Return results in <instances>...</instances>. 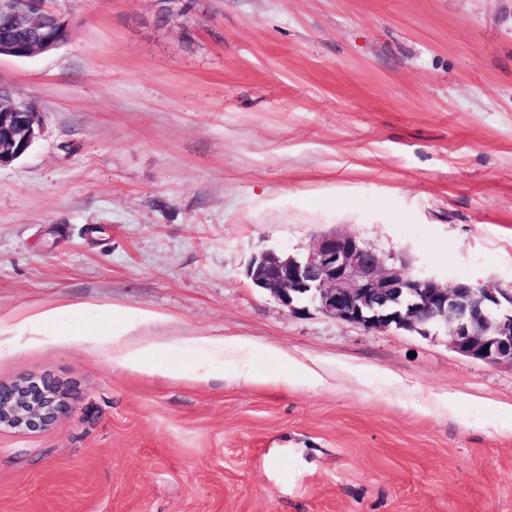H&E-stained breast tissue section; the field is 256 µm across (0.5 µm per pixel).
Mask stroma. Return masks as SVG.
I'll return each instance as SVG.
<instances>
[{"mask_svg":"<svg viewBox=\"0 0 512 512\" xmlns=\"http://www.w3.org/2000/svg\"><path fill=\"white\" fill-rule=\"evenodd\" d=\"M195 3L46 0L68 41L0 57L43 117L0 167V382L75 406L0 431V512H512V367L246 275L341 231L512 287V0Z\"/></svg>","mask_w":512,"mask_h":512,"instance_id":"stroma-1","label":"stroma"}]
</instances>
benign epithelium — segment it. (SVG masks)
<instances>
[{
  "instance_id": "7a95c632",
  "label": "benign epithelium",
  "mask_w": 512,
  "mask_h": 512,
  "mask_svg": "<svg viewBox=\"0 0 512 512\" xmlns=\"http://www.w3.org/2000/svg\"><path fill=\"white\" fill-rule=\"evenodd\" d=\"M163 20L189 15L187 0H156ZM30 0H0V19L16 28L42 29L27 53L56 45L53 15L30 12ZM41 113L32 102L0 85V166L12 163L41 134ZM247 275L288 311L316 310L368 331L428 333L450 329L459 353L512 367V289L482 280L442 282L412 273L410 261L380 253L357 235L331 231L318 236L305 256L266 253L251 260ZM73 412L68 390L49 375L0 383V429L34 432Z\"/></svg>"
}]
</instances>
